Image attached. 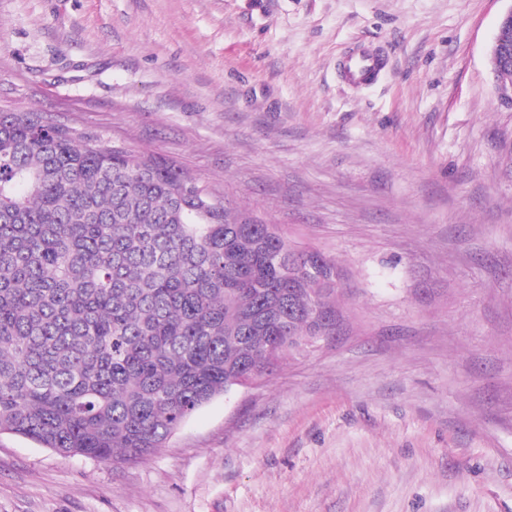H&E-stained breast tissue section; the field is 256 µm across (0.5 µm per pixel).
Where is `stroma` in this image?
<instances>
[{
    "instance_id": "stroma-1",
    "label": "stroma",
    "mask_w": 512,
    "mask_h": 512,
    "mask_svg": "<svg viewBox=\"0 0 512 512\" xmlns=\"http://www.w3.org/2000/svg\"><path fill=\"white\" fill-rule=\"evenodd\" d=\"M512 0H0V109L338 260L330 334L135 464L0 434V512H512ZM375 47L352 85L345 56ZM489 50L494 87L502 99L512 103V80L508 76L512 73V7L501 16Z\"/></svg>"
}]
</instances>
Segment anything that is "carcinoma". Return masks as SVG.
I'll return each mask as SVG.
<instances>
[{"instance_id": "obj_1", "label": "carcinoma", "mask_w": 512, "mask_h": 512, "mask_svg": "<svg viewBox=\"0 0 512 512\" xmlns=\"http://www.w3.org/2000/svg\"><path fill=\"white\" fill-rule=\"evenodd\" d=\"M337 265L161 160L0 112V433L137 461L327 334Z\"/></svg>"}]
</instances>
